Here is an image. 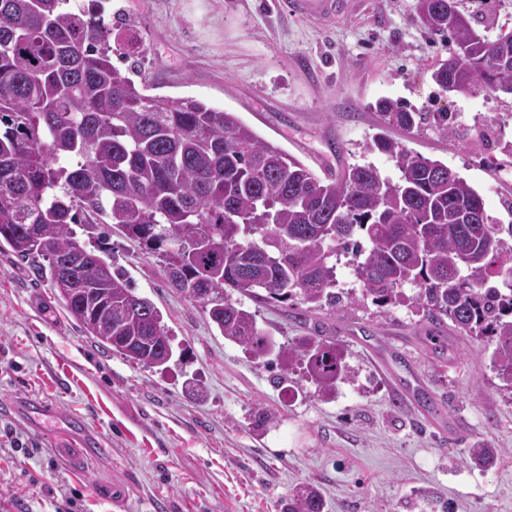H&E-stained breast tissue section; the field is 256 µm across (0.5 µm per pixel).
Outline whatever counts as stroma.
Returning <instances> with one entry per match:
<instances>
[{
	"label": "stroma",
	"mask_w": 512,
	"mask_h": 512,
	"mask_svg": "<svg viewBox=\"0 0 512 512\" xmlns=\"http://www.w3.org/2000/svg\"><path fill=\"white\" fill-rule=\"evenodd\" d=\"M291 0H79L104 6L112 61L131 58L136 88L188 97L237 113L262 138L317 175L370 163L396 177L391 159L367 145L377 133L439 160L481 194L492 223L512 224V95L444 92L432 79L454 46L431 34L414 0H347L332 22L297 17ZM460 10L512 28V0H460ZM381 99L413 112L455 113L462 137L433 127L382 128ZM77 233L107 249L137 295L160 309L173 359L146 368L102 351L59 303L0 249V428L34 443L0 449V512H282L297 488L317 486L324 512H512V390L497 378L493 340L444 334L414 308L389 312L361 298L352 259L340 255L338 289L352 297L308 312L243 298L260 328L294 346L317 336L335 344L348 376L326 400L291 376L277 385L266 360L224 339L197 303L165 285L159 255L107 224ZM415 386L425 407L407 395ZM23 398L80 416L103 440L82 459L64 423L39 426L12 409ZM275 413L253 429L256 408ZM494 449L473 463L474 444Z\"/></svg>",
	"instance_id": "stroma-1"
}]
</instances>
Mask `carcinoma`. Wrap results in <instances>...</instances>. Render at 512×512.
<instances>
[{"mask_svg":"<svg viewBox=\"0 0 512 512\" xmlns=\"http://www.w3.org/2000/svg\"><path fill=\"white\" fill-rule=\"evenodd\" d=\"M419 22L454 43L433 71L443 89L512 94V33L491 38L448 0H414ZM110 29L70 0H0V245L47 279L99 345L145 368L173 357L152 301L137 304L106 251L75 224L108 219L165 259L167 287L202 305L224 339L255 359L274 355L279 382L295 366L323 395L346 377L341 352L318 337L277 343L231 289L264 302L334 307L340 250L351 251L362 296L381 309L412 305L438 327L496 339L493 368L512 390V224L489 222L480 193L448 165L374 138L398 171L354 164L319 177L234 112L184 97L146 96L112 63ZM379 111L406 131L449 112ZM412 284L416 294L403 287ZM304 486L283 512H323Z\"/></svg>","mask_w":512,"mask_h":512,"instance_id":"1","label":"carcinoma"}]
</instances>
